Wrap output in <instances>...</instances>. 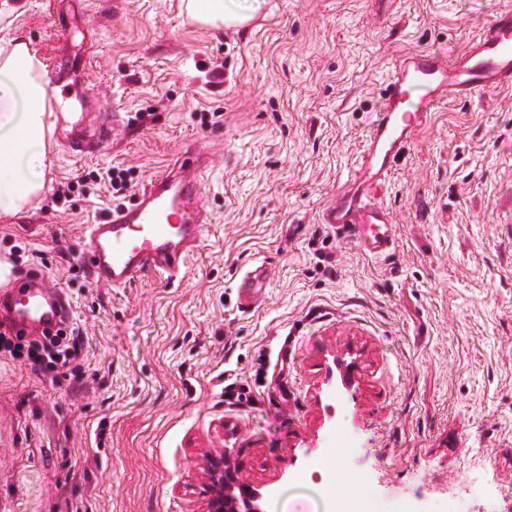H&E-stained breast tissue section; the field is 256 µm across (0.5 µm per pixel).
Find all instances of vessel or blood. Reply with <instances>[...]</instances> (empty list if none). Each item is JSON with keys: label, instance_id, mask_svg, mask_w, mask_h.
Here are the masks:
<instances>
[{"label": "vessel or blood", "instance_id": "obj_1", "mask_svg": "<svg viewBox=\"0 0 512 512\" xmlns=\"http://www.w3.org/2000/svg\"><path fill=\"white\" fill-rule=\"evenodd\" d=\"M67 76L63 62L46 60L41 81L54 134L72 155L87 140L106 144L109 123H88L83 112H68L56 88ZM501 88H512V8L499 9L479 36L456 57L420 50L399 56L380 101L354 173L321 213L322 223L370 258L388 257L395 246L393 216L375 200L416 132L431 120L439 104ZM205 160L187 147L172 167L153 176L124 207L85 227L81 257L92 281L124 288L153 274L173 278L187 266L210 223L201 193ZM266 282L262 268L247 271L237 284L241 309H249ZM68 316L63 289L50 286L40 270H31L16 286L0 292V326L22 336H41L61 327Z\"/></svg>", "mask_w": 512, "mask_h": 512}]
</instances>
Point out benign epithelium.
<instances>
[{
  "label": "benign epithelium",
  "instance_id": "obj_1",
  "mask_svg": "<svg viewBox=\"0 0 512 512\" xmlns=\"http://www.w3.org/2000/svg\"><path fill=\"white\" fill-rule=\"evenodd\" d=\"M208 488L202 512H255L252 507L254 493L243 477L237 461L222 448L203 452L196 461Z\"/></svg>",
  "mask_w": 512,
  "mask_h": 512
}]
</instances>
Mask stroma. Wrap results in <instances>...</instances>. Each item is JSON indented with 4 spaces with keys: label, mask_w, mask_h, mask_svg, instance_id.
Wrapping results in <instances>:
<instances>
[{
    "label": "stroma",
    "mask_w": 512,
    "mask_h": 512,
    "mask_svg": "<svg viewBox=\"0 0 512 512\" xmlns=\"http://www.w3.org/2000/svg\"><path fill=\"white\" fill-rule=\"evenodd\" d=\"M507 0H267L248 29L183 0H29L0 20L69 68L59 96L104 105L110 142L48 139L36 207L0 216V262L63 288L79 370L0 356V512H201L196 459L238 460L260 512L287 491L374 512H512V88L437 108L376 199L395 253L373 260L320 221L361 154L394 61L463 51ZM194 144L211 157L202 241L176 280L120 289L78 261L109 185L138 186ZM265 266L249 311L234 284ZM356 364L346 381L347 364ZM248 403L224 402V383ZM355 445H336L337 428ZM74 179L77 180L60 183L57 187L58 194L63 199H66L67 197H70L71 194L75 193L81 196L90 195L93 187L98 185L100 181L104 179V176L98 172L94 174V171H91L85 176H77Z\"/></svg>",
    "instance_id": "stroma-1"
}]
</instances>
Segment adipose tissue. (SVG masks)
<instances>
[{
    "label": "adipose tissue",
    "mask_w": 512,
    "mask_h": 512,
    "mask_svg": "<svg viewBox=\"0 0 512 512\" xmlns=\"http://www.w3.org/2000/svg\"><path fill=\"white\" fill-rule=\"evenodd\" d=\"M266 0H186L190 17L202 25L243 26ZM46 90L39 63L25 37L0 47V214L13 216L33 207L44 190Z\"/></svg>",
    "instance_id": "ef3b65f1"
}]
</instances>
